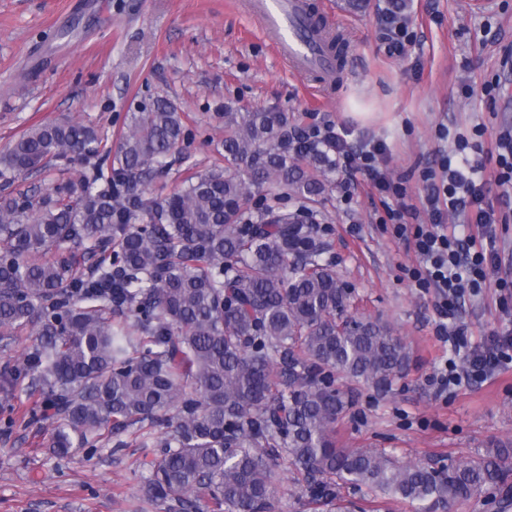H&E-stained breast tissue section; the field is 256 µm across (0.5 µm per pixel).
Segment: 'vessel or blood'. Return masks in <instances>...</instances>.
<instances>
[{
    "label": "vessel or blood",
    "instance_id": "1",
    "mask_svg": "<svg viewBox=\"0 0 512 512\" xmlns=\"http://www.w3.org/2000/svg\"><path fill=\"white\" fill-rule=\"evenodd\" d=\"M249 11L271 34L276 49L298 73H331L334 62L310 28L306 0H248Z\"/></svg>",
    "mask_w": 512,
    "mask_h": 512
}]
</instances>
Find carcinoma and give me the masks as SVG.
Segmentation results:
<instances>
[{
    "instance_id": "cac0c4a2",
    "label": "carcinoma",
    "mask_w": 512,
    "mask_h": 512,
    "mask_svg": "<svg viewBox=\"0 0 512 512\" xmlns=\"http://www.w3.org/2000/svg\"><path fill=\"white\" fill-rule=\"evenodd\" d=\"M117 151L70 120L25 130L0 156V178L58 161L76 180L35 197L0 196V335L37 341L3 379L43 398L52 448L107 442L133 425L148 444L166 428L144 493L191 512H273L292 472L314 510L340 488L444 512L495 490L512 506V444L434 468L373 448H340L351 405L336 374L388 391L410 357L379 319L336 321L346 300L323 259L319 224L266 205L253 188L312 200L324 157L295 142L286 112L224 113V168L189 176L162 197L145 179L188 139L164 98L129 113Z\"/></svg>"
}]
</instances>
